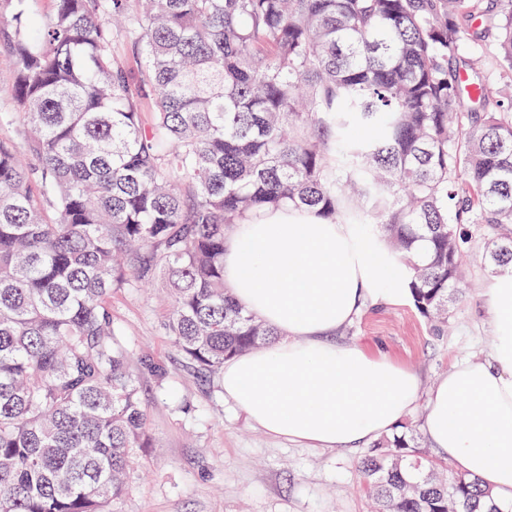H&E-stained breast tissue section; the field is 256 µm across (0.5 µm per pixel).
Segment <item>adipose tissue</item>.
Wrapping results in <instances>:
<instances>
[{
  "label": "adipose tissue",
  "mask_w": 512,
  "mask_h": 512,
  "mask_svg": "<svg viewBox=\"0 0 512 512\" xmlns=\"http://www.w3.org/2000/svg\"><path fill=\"white\" fill-rule=\"evenodd\" d=\"M406 276L358 224L282 207L236 225L224 285L277 337L225 360L224 399L273 436L339 449L397 431L425 401L423 429L453 471L512 503V274L485 290L490 356L454 362L427 390L382 350L335 340L365 303L405 301Z\"/></svg>",
  "instance_id": "obj_1"
}]
</instances>
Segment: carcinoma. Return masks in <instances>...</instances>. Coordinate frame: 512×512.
I'll use <instances>...</instances> for the list:
<instances>
[{"instance_id":"obj_1","label":"carcinoma","mask_w":512,"mask_h":512,"mask_svg":"<svg viewBox=\"0 0 512 512\" xmlns=\"http://www.w3.org/2000/svg\"><path fill=\"white\" fill-rule=\"evenodd\" d=\"M25 2L0 0L32 156L0 140V512L128 494L151 438L113 290L160 285L205 378L275 339L224 288L226 232L266 207L370 225L436 331L471 229L512 274V104L462 111L452 68L480 0H54L46 24ZM496 29L469 65L512 73V0ZM438 467L400 435L359 462L376 512H508Z\"/></svg>"}]
</instances>
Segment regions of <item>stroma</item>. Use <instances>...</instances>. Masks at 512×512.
I'll use <instances>...</instances> for the list:
<instances>
[{
    "label": "stroma",
    "instance_id": "35a3bbf8",
    "mask_svg": "<svg viewBox=\"0 0 512 512\" xmlns=\"http://www.w3.org/2000/svg\"><path fill=\"white\" fill-rule=\"evenodd\" d=\"M490 279L478 250H471L447 335H434L405 301L366 304L336 339L380 345L431 387L452 361L488 355L497 331L484 297ZM111 304L128 348L167 369L164 381L140 379L154 445L131 470V491L119 512H371L357 467L366 446L312 448L248 425L165 335L160 288L117 289Z\"/></svg>",
    "mask_w": 512,
    "mask_h": 512
}]
</instances>
